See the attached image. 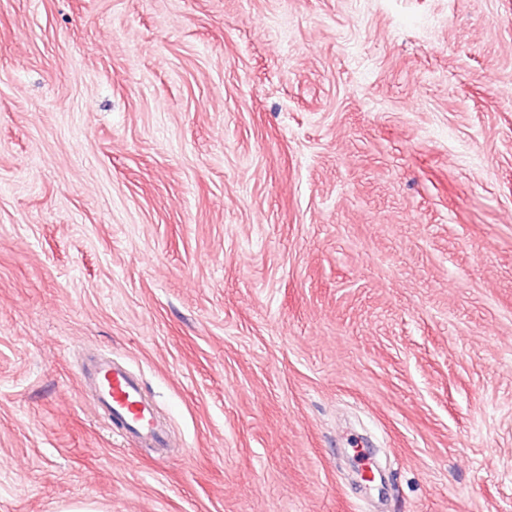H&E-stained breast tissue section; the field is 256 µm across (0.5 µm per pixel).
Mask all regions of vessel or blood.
Returning a JSON list of instances; mask_svg holds the SVG:
<instances>
[{"instance_id":"vessel-or-blood-1","label":"vessel or blood","mask_w":512,"mask_h":512,"mask_svg":"<svg viewBox=\"0 0 512 512\" xmlns=\"http://www.w3.org/2000/svg\"><path fill=\"white\" fill-rule=\"evenodd\" d=\"M87 379L95 409L110 417L121 436L144 447H169V431L138 376L121 364L103 360L89 368Z\"/></svg>"}]
</instances>
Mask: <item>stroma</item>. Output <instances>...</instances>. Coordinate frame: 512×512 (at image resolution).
<instances>
[{
  "label": "stroma",
  "instance_id": "stroma-1",
  "mask_svg": "<svg viewBox=\"0 0 512 512\" xmlns=\"http://www.w3.org/2000/svg\"><path fill=\"white\" fill-rule=\"evenodd\" d=\"M86 503L512 512V0H0V512ZM86 380L93 390L94 408L111 418L121 436L144 447H170L169 431L152 396L128 368L113 360L99 361L89 368Z\"/></svg>",
  "mask_w": 512,
  "mask_h": 512
}]
</instances>
